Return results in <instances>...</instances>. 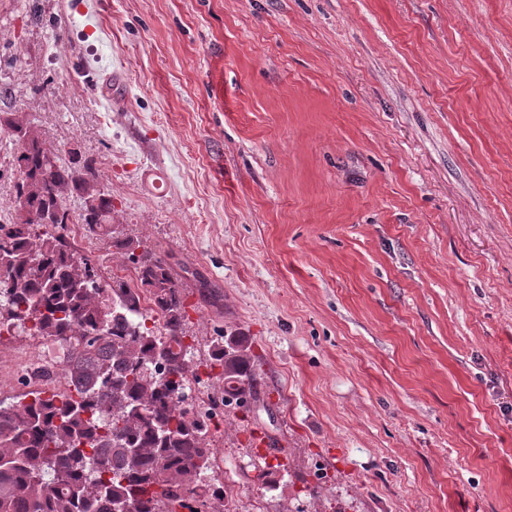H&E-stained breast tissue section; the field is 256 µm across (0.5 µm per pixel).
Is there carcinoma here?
Returning a JSON list of instances; mask_svg holds the SVG:
<instances>
[{
    "mask_svg": "<svg viewBox=\"0 0 512 512\" xmlns=\"http://www.w3.org/2000/svg\"><path fill=\"white\" fill-rule=\"evenodd\" d=\"M6 125L24 146L16 156L15 216L0 223L12 258L0 275V319L58 344L75 395L0 401V512H113L117 503L130 512H208L213 486L198 481L211 468V451L205 422L185 403L196 363L170 266L139 241L116 236L112 198L92 167L61 164L18 115ZM73 192L83 201L77 214L63 205ZM75 222L113 237L134 265L136 288L102 280L64 234ZM77 269L98 288L79 287ZM143 292L160 317L151 327L139 312ZM208 362L222 370L226 396L244 394L258 379L240 336L212 343Z\"/></svg>",
    "mask_w": 512,
    "mask_h": 512,
    "instance_id": "1",
    "label": "carcinoma"
}]
</instances>
